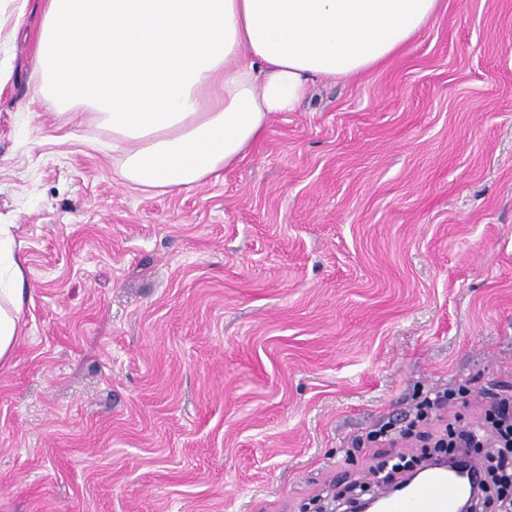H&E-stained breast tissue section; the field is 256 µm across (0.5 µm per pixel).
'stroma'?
I'll return each instance as SVG.
<instances>
[{"label": "stroma", "instance_id": "1", "mask_svg": "<svg viewBox=\"0 0 512 512\" xmlns=\"http://www.w3.org/2000/svg\"><path fill=\"white\" fill-rule=\"evenodd\" d=\"M0 36V224L27 259L0 512H302L416 394L512 391V0H442L189 190L121 177L91 108Z\"/></svg>", "mask_w": 512, "mask_h": 512}]
</instances>
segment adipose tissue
I'll list each match as a JSON object with an SVG mask.
<instances>
[{"mask_svg": "<svg viewBox=\"0 0 512 512\" xmlns=\"http://www.w3.org/2000/svg\"><path fill=\"white\" fill-rule=\"evenodd\" d=\"M440 0H44L36 100L85 105L132 185L189 189L235 166L315 76L402 53ZM27 266L0 225V368L23 335Z\"/></svg>", "mask_w": 512, "mask_h": 512, "instance_id": "ef3b65f1", "label": "adipose tissue"}]
</instances>
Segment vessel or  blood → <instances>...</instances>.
<instances>
[{
  "label": "vessel or blood",
  "instance_id": "b4317fda",
  "mask_svg": "<svg viewBox=\"0 0 512 512\" xmlns=\"http://www.w3.org/2000/svg\"><path fill=\"white\" fill-rule=\"evenodd\" d=\"M460 467L462 479L433 470L414 481L405 493L383 494L379 512H458L463 495L481 484V476L472 465L464 461Z\"/></svg>",
  "mask_w": 512,
  "mask_h": 512
}]
</instances>
